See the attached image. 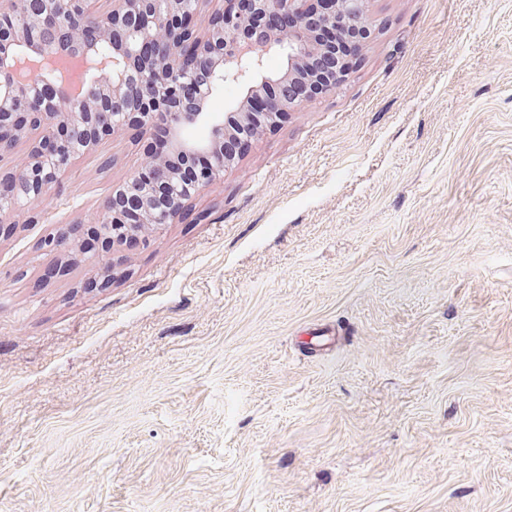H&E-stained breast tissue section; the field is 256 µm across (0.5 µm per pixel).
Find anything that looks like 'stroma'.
Instances as JSON below:
<instances>
[{"label": "stroma", "mask_w": 512, "mask_h": 512, "mask_svg": "<svg viewBox=\"0 0 512 512\" xmlns=\"http://www.w3.org/2000/svg\"><path fill=\"white\" fill-rule=\"evenodd\" d=\"M369 13L345 81L107 285L40 243L147 134L12 214L0 512H512V0Z\"/></svg>", "instance_id": "obj_1"}]
</instances>
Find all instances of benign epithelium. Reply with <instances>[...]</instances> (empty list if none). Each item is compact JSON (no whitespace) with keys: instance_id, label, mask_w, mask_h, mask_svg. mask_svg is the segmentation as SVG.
<instances>
[{"instance_id":"obj_1","label":"benign epithelium","mask_w":512,"mask_h":512,"mask_svg":"<svg viewBox=\"0 0 512 512\" xmlns=\"http://www.w3.org/2000/svg\"><path fill=\"white\" fill-rule=\"evenodd\" d=\"M239 0H0V17L15 19L0 29V154L40 131L20 168L0 175V218L19 210L18 200L31 206L47 195L59 178L105 136L126 127L144 128L156 116L167 118L169 152L189 159L216 160L215 172L234 159L224 154V139L245 128L260 129L288 118L316 96L329 91L351 69L339 61L330 73H320L312 60L321 53L313 29L335 25L340 30L374 31L368 0H327L328 8L309 17V0H251L247 13ZM215 5L206 28L195 18L202 4ZM288 12L300 18L296 27L279 29L260 23L264 16ZM61 28L59 49L70 63L93 62L98 75L82 80L76 95L64 85L30 79L28 70L54 60L44 50L49 25ZM191 36L196 64L182 57L183 34ZM276 57L281 66L267 69ZM233 84L239 97L224 119L208 111L217 88ZM161 171L167 184L180 191V172L167 160L150 156L118 189L140 207L139 223L123 224L109 200L98 217V228L122 226V233L149 242L153 233L173 223L183 202L160 209L153 186L142 179L145 170ZM72 245L68 228L43 239L49 251Z\"/></svg>"}]
</instances>
